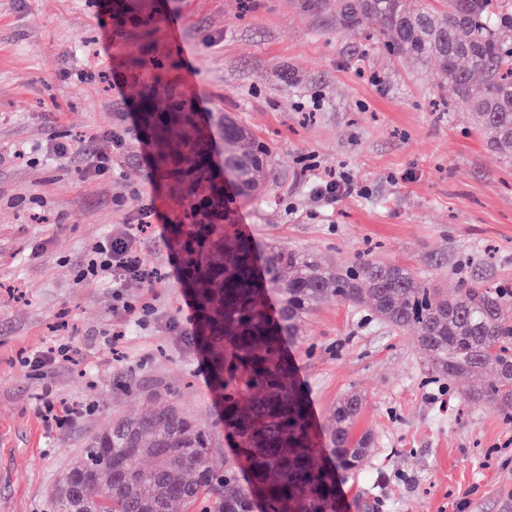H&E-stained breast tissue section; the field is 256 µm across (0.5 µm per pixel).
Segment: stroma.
I'll use <instances>...</instances> for the list:
<instances>
[{
    "instance_id": "obj_1",
    "label": "stroma",
    "mask_w": 512,
    "mask_h": 512,
    "mask_svg": "<svg viewBox=\"0 0 512 512\" xmlns=\"http://www.w3.org/2000/svg\"><path fill=\"white\" fill-rule=\"evenodd\" d=\"M448 95L433 69L299 0H0V512H53L61 472L155 394L212 427L217 464L232 460L204 352L180 333L197 319L189 284L160 236L223 184L225 120L270 151L265 192L229 214L258 248L337 264L371 249L450 290L475 275L512 283V163L462 113L433 111ZM175 98L197 114L210 183L155 163L144 116ZM57 141L67 156L50 153ZM98 155L112 160L102 174ZM333 173L353 189L326 207L311 188ZM145 208L136 244L164 278L145 291L154 314L121 320L82 261ZM59 343L78 355L37 365ZM290 353L319 425L344 395L363 400L358 428L375 442L362 480L343 484L346 512L361 492L380 512H512V424L464 401L471 379L430 381L410 337L333 299Z\"/></svg>"
}]
</instances>
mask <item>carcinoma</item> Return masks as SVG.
<instances>
[{
  "instance_id": "obj_1",
  "label": "carcinoma",
  "mask_w": 512,
  "mask_h": 512,
  "mask_svg": "<svg viewBox=\"0 0 512 512\" xmlns=\"http://www.w3.org/2000/svg\"><path fill=\"white\" fill-rule=\"evenodd\" d=\"M336 0V29L375 21V48L432 65L448 79V110L465 113L489 149L512 160V0ZM184 100L169 104L156 129L158 166L174 130L194 132ZM180 180L208 179L201 137L183 142ZM269 150L243 126L224 120V170L235 194L264 190ZM199 311L197 342L223 402L224 435L234 461H212V431L167 398L144 414L117 418L64 470L56 512H345L341 485L360 477L373 434L357 433V394L339 399L321 431L287 345L303 339L307 317L330 298L366 309L394 333H412L427 370L476 382L464 398L512 423V288L458 280L448 293L394 262L357 253L332 265L309 253L270 245L257 252L233 224H217L190 251ZM274 297L275 313L268 310Z\"/></svg>"
}]
</instances>
